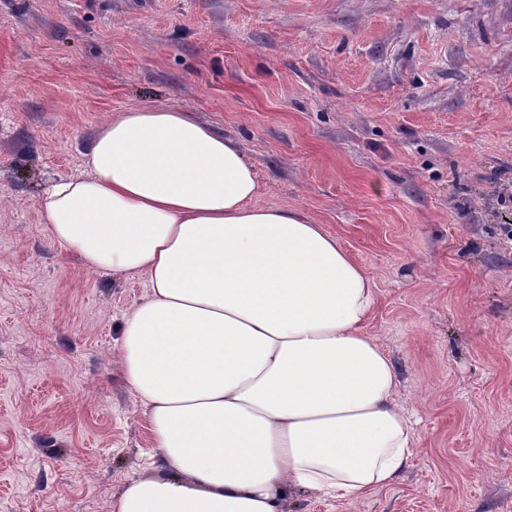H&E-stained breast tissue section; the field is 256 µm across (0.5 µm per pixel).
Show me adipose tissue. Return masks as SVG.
Returning <instances> with one entry per match:
<instances>
[{
    "label": "adipose tissue",
    "instance_id": "adipose-tissue-1",
    "mask_svg": "<svg viewBox=\"0 0 512 512\" xmlns=\"http://www.w3.org/2000/svg\"><path fill=\"white\" fill-rule=\"evenodd\" d=\"M85 164L39 201L51 238L150 288L119 352L158 471L112 512H282L295 490L357 499L393 484L414 432L395 364L362 330L375 284L340 241L256 205L254 165L178 108L122 112Z\"/></svg>",
    "mask_w": 512,
    "mask_h": 512
}]
</instances>
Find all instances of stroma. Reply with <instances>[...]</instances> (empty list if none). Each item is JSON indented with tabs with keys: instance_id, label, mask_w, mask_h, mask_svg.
I'll return each mask as SVG.
<instances>
[{
	"instance_id": "1",
	"label": "stroma",
	"mask_w": 512,
	"mask_h": 512,
	"mask_svg": "<svg viewBox=\"0 0 512 512\" xmlns=\"http://www.w3.org/2000/svg\"><path fill=\"white\" fill-rule=\"evenodd\" d=\"M174 107L238 144L377 287L416 423L392 486L283 512H512V0H0V512H112L157 460L118 355L144 275L38 203L102 125Z\"/></svg>"
}]
</instances>
